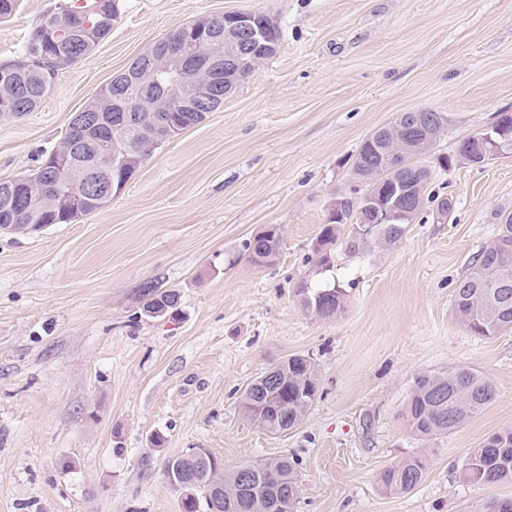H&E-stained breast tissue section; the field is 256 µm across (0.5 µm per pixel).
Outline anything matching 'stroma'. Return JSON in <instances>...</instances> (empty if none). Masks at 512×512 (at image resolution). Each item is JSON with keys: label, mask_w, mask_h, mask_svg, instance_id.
Segmentation results:
<instances>
[{"label": "stroma", "mask_w": 512, "mask_h": 512, "mask_svg": "<svg viewBox=\"0 0 512 512\" xmlns=\"http://www.w3.org/2000/svg\"><path fill=\"white\" fill-rule=\"evenodd\" d=\"M58 0H20L0 20V64L21 56ZM257 11L279 27L258 64L202 124L159 146L103 208L32 233H0V512H181L167 456L204 448L225 470L285 457L295 512H480L512 483L462 478L466 456L512 426V331L459 322L453 285L512 211V153L442 169L439 157L512 111V0H120L112 33L58 69L39 110L0 117V179L32 173L74 112L172 29ZM449 123L423 159L428 204L391 249L314 248L337 193L364 187L351 161L398 113ZM271 266L243 249L268 225ZM334 282L342 313L307 312L300 283ZM181 296L177 317L144 314L147 288ZM293 354L319 393L301 424L270 433L243 412L247 385ZM467 365L493 403L455 432L420 440L403 413L417 374ZM162 437L155 446L154 437ZM429 459L402 495L378 477Z\"/></svg>", "instance_id": "1"}]
</instances>
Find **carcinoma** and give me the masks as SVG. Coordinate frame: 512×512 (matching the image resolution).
<instances>
[{
  "mask_svg": "<svg viewBox=\"0 0 512 512\" xmlns=\"http://www.w3.org/2000/svg\"><path fill=\"white\" fill-rule=\"evenodd\" d=\"M86 21L104 28L105 33L112 32L113 22L119 15V0H111L112 9L102 14L99 0H63L56 11L44 17L36 26L38 30H50L58 24L59 18L68 13L74 3ZM26 53L33 59L31 70L23 73L12 72L13 65H0L5 71L0 78V96L11 94L23 88L26 97L10 113L21 118L35 111L50 94L51 79L55 70L49 62L60 54H90V49L75 41L58 42L54 37L31 38L27 42ZM135 136L132 130L119 129L114 137H105L107 150H117L126 146L128 138ZM167 141L165 134L143 139V150L132 160L116 169L107 168L108 179L102 182V189L110 190L129 180L140 168L146 157L158 146ZM388 155L404 165L397 174L414 177L418 167L422 166L423 154H405L404 143L386 134V139L377 144L363 143L352 160L359 178L366 185L380 179H388L392 171L383 163L382 157ZM487 158L469 152L459 145L456 154L446 156L443 166L458 162L480 167ZM70 207L69 201L59 199L49 206L39 205L28 215L32 224H66L64 211ZM501 228L494 239L484 247L469 264L467 272L454 285V306L458 319L466 330L477 336L491 338L512 330V212L500 217ZM342 225L329 220L322 228L318 238L317 263L324 269L331 267V254L325 246L341 240L346 253L350 256L362 254L375 248L388 249L404 235L406 225L386 224L382 230L372 236L342 235ZM267 246V238L253 237L243 244V250L249 260L263 266L261 248ZM304 307L321 318H331L344 309L345 293L336 285L309 287L305 284L298 288ZM180 301L175 290L158 292L145 291L143 311L153 316L162 311L169 314L176 310ZM275 377L274 387L247 386L242 395V405L246 415L259 427L268 432L288 431L300 424L313 404L318 393V381L313 362L302 355H291L270 369ZM492 383L477 370L469 366H455L446 372L420 373L414 380L406 408L405 423L408 430L422 440L446 436L468 423L484 411L495 399ZM466 464L472 466L480 475V483L496 484L512 482V426H505L492 433L476 447L470 449ZM187 459L183 453H175L166 458L164 476L169 484L177 481L180 471L186 467ZM259 466L273 473L279 484L288 485V509L295 507L298 498L297 474L291 462L285 458H269L259 462ZM429 468V460L423 454L409 455L392 466L384 469L379 477L382 488L391 494H406L414 490L424 479ZM220 487L222 505L220 512H277L275 498L244 497L240 492L238 470L226 471L220 464L214 465V472L205 475L195 488V493L203 500L212 496L213 487Z\"/></svg>",
  "mask_w": 512,
  "mask_h": 512,
  "instance_id": "carcinoma-1",
  "label": "carcinoma"
}]
</instances>
